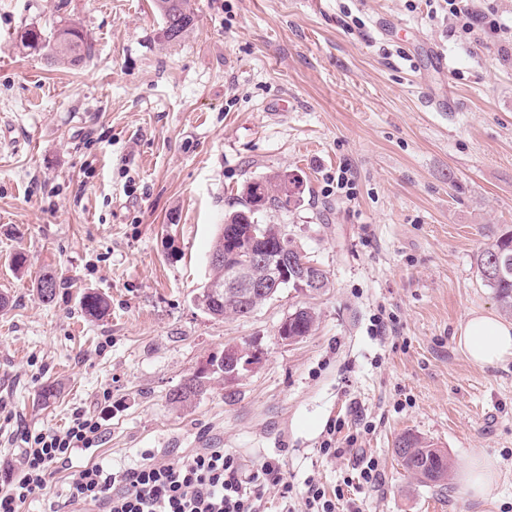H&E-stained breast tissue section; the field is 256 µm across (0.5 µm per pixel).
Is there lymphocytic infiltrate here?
<instances>
[{
	"mask_svg": "<svg viewBox=\"0 0 512 512\" xmlns=\"http://www.w3.org/2000/svg\"><path fill=\"white\" fill-rule=\"evenodd\" d=\"M449 20L462 34L492 33L512 44V25L495 9L462 8L460 0H444ZM101 425L93 416L74 413L66 429L25 434L20 469L0 489V512H21L23 505L45 491L55 473L69 466L73 455L92 447ZM289 496L277 459L257 471H246L237 457L207 448L175 463L152 461L135 468L112 469L98 463L71 474L65 504L69 512H264L266 486Z\"/></svg>",
	"mask_w": 512,
	"mask_h": 512,
	"instance_id": "obj_1",
	"label": "lymphocytic infiltrate"
}]
</instances>
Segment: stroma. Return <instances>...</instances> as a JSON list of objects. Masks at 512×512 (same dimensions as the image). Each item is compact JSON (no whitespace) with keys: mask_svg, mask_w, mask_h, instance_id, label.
<instances>
[{"mask_svg":"<svg viewBox=\"0 0 512 512\" xmlns=\"http://www.w3.org/2000/svg\"><path fill=\"white\" fill-rule=\"evenodd\" d=\"M194 3V30L168 43L154 0H0V486L22 432L81 410L103 427L77 468L221 448L249 470L279 459L297 497L310 478L342 484L367 454L380 481L337 512H512V360L481 369L456 343L470 312L498 309L475 258L512 226V46L462 41L426 0ZM66 23L94 46L82 68L17 43ZM344 170L350 200L336 194ZM284 171L301 180L295 203L258 219L283 225L330 286L211 318L196 297L219 226L248 181ZM47 271L50 302L36 290ZM88 292L107 299L102 319L84 315ZM302 306L313 331L283 343ZM228 344L262 352L233 400L218 378L171 405ZM46 383L57 395L43 404ZM337 425L358 453L321 455ZM408 432L447 454L446 488L401 465ZM478 455L498 460L487 499L461 491ZM205 380L209 382V376H202L193 373L184 378L182 383L169 393L168 400L171 404L179 407H187L205 394L208 390Z\"/></svg>","mask_w":512,"mask_h":512,"instance_id":"1","label":"stroma"}]
</instances>
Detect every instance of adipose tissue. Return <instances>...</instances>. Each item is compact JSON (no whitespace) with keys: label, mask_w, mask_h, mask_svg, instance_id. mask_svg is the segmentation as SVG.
<instances>
[{"label":"adipose tissue","mask_w":512,"mask_h":512,"mask_svg":"<svg viewBox=\"0 0 512 512\" xmlns=\"http://www.w3.org/2000/svg\"><path fill=\"white\" fill-rule=\"evenodd\" d=\"M457 345L469 362L492 367L512 358V323L491 312L468 315L458 332ZM497 462L489 456L470 461L461 474V489L470 497L491 496L497 486Z\"/></svg>","instance_id":"obj_1"}]
</instances>
